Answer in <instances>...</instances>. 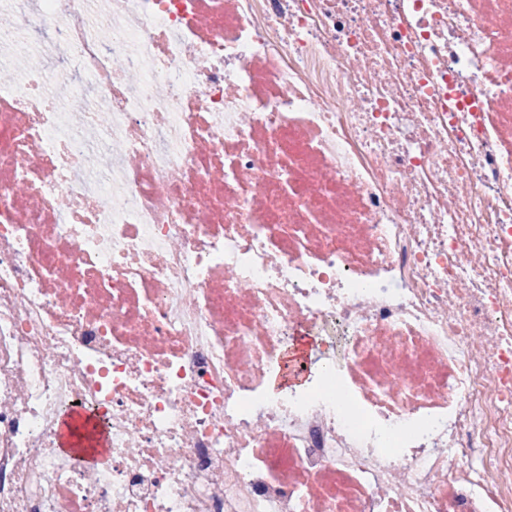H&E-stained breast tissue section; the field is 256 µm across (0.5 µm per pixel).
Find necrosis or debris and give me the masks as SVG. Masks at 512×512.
<instances>
[{"instance_id":"obj_1","label":"necrosis or debris","mask_w":512,"mask_h":512,"mask_svg":"<svg viewBox=\"0 0 512 512\" xmlns=\"http://www.w3.org/2000/svg\"><path fill=\"white\" fill-rule=\"evenodd\" d=\"M0 13V512H512V0Z\"/></svg>"}]
</instances>
